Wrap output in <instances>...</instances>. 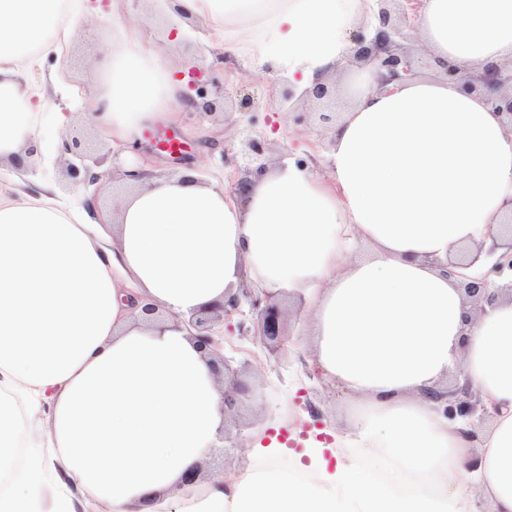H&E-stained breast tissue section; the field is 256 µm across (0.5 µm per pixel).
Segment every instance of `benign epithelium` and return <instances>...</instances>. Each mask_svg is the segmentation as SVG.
I'll return each instance as SVG.
<instances>
[{
    "label": "benign epithelium",
    "mask_w": 512,
    "mask_h": 512,
    "mask_svg": "<svg viewBox=\"0 0 512 512\" xmlns=\"http://www.w3.org/2000/svg\"><path fill=\"white\" fill-rule=\"evenodd\" d=\"M379 28L372 38L362 33L354 36L355 46L353 58L368 69L372 79L379 85L402 83L416 76L414 56L400 48L399 41L405 38L403 26H415L421 18V6L424 0H397L399 17L394 19L389 6L390 0H377ZM441 77L460 84L468 93L481 96L485 104L502 117L504 125L512 132V63L506 67L489 64L481 76L469 79L459 67H448L441 70ZM189 88L196 90L197 99L192 105L208 115L217 109L223 96L219 93L207 95L206 91L197 86V81L189 82ZM266 151L265 141L245 137L241 143L240 153L247 165L257 164L251 169L253 173H261L265 166L258 163ZM482 263L486 271L479 277H465L460 286L464 293L465 303L471 309L485 313L493 307L499 294L508 290L512 292V236L504 241L496 236L490 242L480 243L476 251L458 260H448L446 273L457 275V269H467L476 263ZM279 293L262 290L254 291L244 287L239 293L230 296L222 304H215L189 317H178L175 326L183 325L193 332L199 348L218 355L224 347V337L215 331V322L228 320L241 312L243 303H248L254 316V329L260 340L271 350L283 349L289 342L285 330L284 314L278 302ZM215 374L224 379V409L232 411L256 397L255 385L241 378L237 372L229 369L225 359L210 362ZM426 396L442 406L443 415L450 421L464 418L470 422H482L497 414V407L483 401L473 390L466 378L457 379L452 390H434L426 392Z\"/></svg>",
    "instance_id": "obj_1"
}]
</instances>
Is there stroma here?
I'll return each instance as SVG.
<instances>
[{"mask_svg": "<svg viewBox=\"0 0 512 512\" xmlns=\"http://www.w3.org/2000/svg\"><path fill=\"white\" fill-rule=\"evenodd\" d=\"M89 4L102 8V17L92 23L75 19L68 46L36 54L33 67L40 85L36 101L41 116L36 135L59 141L76 136L84 150L79 155L61 151L42 156L22 169L1 165L0 187L14 188L22 182L53 183L68 204L94 200L96 209L91 220L108 228L113 211L130 186L124 170L150 169L170 178L191 166L202 182L227 189L246 175L237 154L244 132L266 142L267 167L286 158L305 161L313 171L327 174L331 133L351 99L348 82L358 67L356 60L347 59L329 79V98L318 100L307 95L285 101L281 90L286 79L268 76L255 65L225 56L213 25L200 17H182L175 12L172 0H121L115 9L109 0H89ZM116 18L136 40L153 45L173 68L175 77H184L195 68L202 78L213 76L223 81L224 112L203 118L191 107H180L175 121L157 125L129 144L107 141L96 134L92 125L76 119L74 112L80 101L104 92L99 70L106 50L103 32L111 28ZM244 85L255 98L254 107L246 113L238 109V91ZM172 137L183 144L178 161L162 147ZM110 151L116 157L112 164L97 167V180L76 184L67 177V164L95 167V159ZM283 306L287 312L288 349L270 352L250 331L232 336L224 345V359L231 368L246 379L260 376L262 394L230 421L236 447L226 453L214 449L204 464V478L222 475L227 462L235 467L245 465L246 451L255 440L285 434L290 429V419L317 430L347 425V396L327 381L312 362V311L308 301L292 295Z\"/></svg>", "mask_w": 512, "mask_h": 512, "instance_id": "stroma-1", "label": "stroma"}]
</instances>
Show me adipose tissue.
<instances>
[{"label": "adipose tissue", "mask_w": 512, "mask_h": 512, "mask_svg": "<svg viewBox=\"0 0 512 512\" xmlns=\"http://www.w3.org/2000/svg\"><path fill=\"white\" fill-rule=\"evenodd\" d=\"M224 50L297 90L350 56L366 0H181ZM83 0H0V162L34 133L29 54L54 47ZM419 32L462 68L512 61V0H425ZM94 126L124 142L167 121L182 85L157 51L113 27ZM104 247L52 186L0 195V512H512V297L464 322L449 250L500 234L512 135L445 80L362 78L336 123L330 176L285 160L246 199L195 172L142 177ZM261 288L310 296L318 369L350 420L310 442L306 479L257 466L187 486L224 427V385L186 332L140 308L187 314ZM131 288L137 308L121 304ZM499 414L477 440L425 390L454 363Z\"/></svg>", "instance_id": "obj_1"}]
</instances>
